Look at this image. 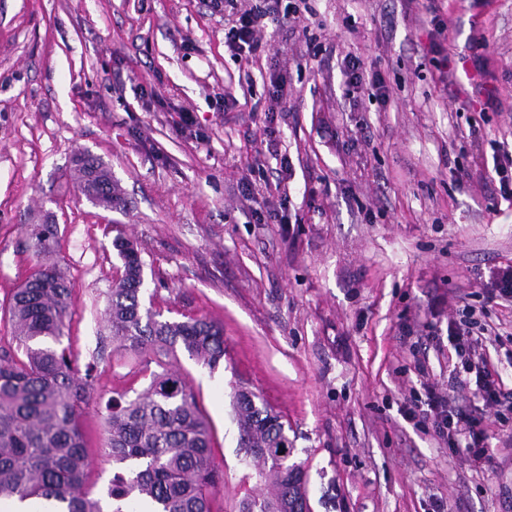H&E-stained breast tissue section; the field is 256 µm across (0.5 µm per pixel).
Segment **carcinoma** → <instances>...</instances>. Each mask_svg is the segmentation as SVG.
I'll list each match as a JSON object with an SVG mask.
<instances>
[{
	"label": "carcinoma",
	"mask_w": 512,
	"mask_h": 512,
	"mask_svg": "<svg viewBox=\"0 0 512 512\" xmlns=\"http://www.w3.org/2000/svg\"><path fill=\"white\" fill-rule=\"evenodd\" d=\"M82 193L107 210L124 204L121 186L95 156L74 162ZM57 225L33 224L29 249L36 263L10 299L8 314L18 351L0 348V499L47 504L53 512H124L129 501L147 512H211L218 482L208 423L186 380L171 369L177 350L213 370L224 361V333L204 317L169 320L143 303L141 252L129 239L112 241L121 260L112 274L108 323L112 341L135 360L151 363L149 384L123 386L106 403L103 452L118 471L108 503L89 496V458L83 420L98 368L81 367L63 344L75 315L65 272L46 262ZM245 455L269 466L270 496L243 503L242 512H309L306 476L290 461L281 416L257 396L239 391L232 403Z\"/></svg>",
	"instance_id": "carcinoma-1"
}]
</instances>
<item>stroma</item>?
Listing matches in <instances>:
<instances>
[{"mask_svg":"<svg viewBox=\"0 0 512 512\" xmlns=\"http://www.w3.org/2000/svg\"><path fill=\"white\" fill-rule=\"evenodd\" d=\"M297 7L244 60L211 0H0V346L33 267L26 230L49 219L76 306L65 343L91 361L120 234L140 243L144 295L164 318L224 330L218 369L183 351L173 362L209 424L212 512L269 494L238 446L240 388L287 421L311 512H512V413L454 389L448 341L472 311L512 392V298L488 282L512 265L494 168L512 151V0ZM348 54L382 74L386 99L346 96ZM82 153L111 169L121 209L81 193ZM133 364L99 362L84 419L95 498L114 471L98 450L105 405ZM430 385L487 431L490 459L435 431Z\"/></svg>","mask_w":512,"mask_h":512,"instance_id":"stroma-1","label":"stroma"}]
</instances>
